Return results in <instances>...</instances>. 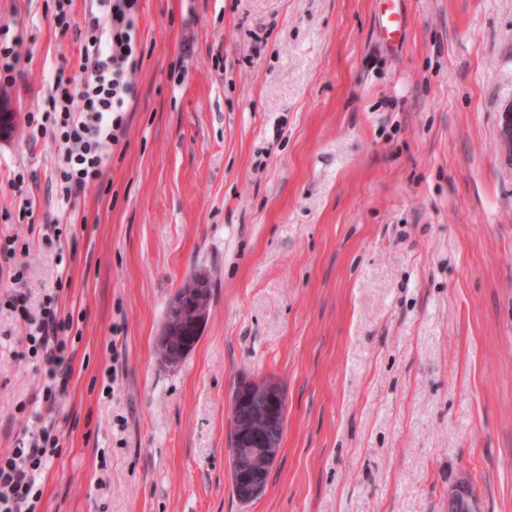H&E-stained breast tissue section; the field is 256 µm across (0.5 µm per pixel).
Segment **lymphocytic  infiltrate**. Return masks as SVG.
Masks as SVG:
<instances>
[{
	"instance_id": "1",
	"label": "lymphocytic infiltrate",
	"mask_w": 512,
	"mask_h": 512,
	"mask_svg": "<svg viewBox=\"0 0 512 512\" xmlns=\"http://www.w3.org/2000/svg\"><path fill=\"white\" fill-rule=\"evenodd\" d=\"M53 18L60 30L76 28L80 52L78 74L56 69L43 106L29 113L36 135L56 147L57 202L65 206L73 197L103 181L112 148L124 138L128 107L137 95L133 76L142 62L136 23L139 0H89L81 27H74L73 0H54ZM71 276L57 275L44 289L36 308L9 298L7 309L18 312L21 334L28 351L46 367L39 392L20 401L17 409L55 406L72 370V354L65 337L73 327L72 315L60 314L57 303L68 290ZM59 453L52 426L20 438L13 452L0 456V512H39L41 478Z\"/></svg>"
}]
</instances>
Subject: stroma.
Listing matches in <instances>:
<instances>
[{
	"mask_svg": "<svg viewBox=\"0 0 512 512\" xmlns=\"http://www.w3.org/2000/svg\"><path fill=\"white\" fill-rule=\"evenodd\" d=\"M378 9L140 0L127 133L47 255L57 152L26 116L79 45L53 0H0L20 37L0 92V234L30 244L15 257L27 285L0 288L68 270L59 305L81 330L41 512H448L461 481L479 512H512V0H404L389 50ZM197 274L206 324L170 366L166 311ZM4 335L2 454L41 383L6 313ZM265 377L287 421L264 493L243 503L231 394Z\"/></svg>",
	"mask_w": 512,
	"mask_h": 512,
	"instance_id": "35a3bbf8",
	"label": "stroma"
}]
</instances>
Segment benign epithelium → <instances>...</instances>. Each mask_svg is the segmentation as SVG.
I'll list each match as a JSON object with an SVG mask.
<instances>
[{
    "label": "benign epithelium",
    "instance_id": "obj_1",
    "mask_svg": "<svg viewBox=\"0 0 512 512\" xmlns=\"http://www.w3.org/2000/svg\"><path fill=\"white\" fill-rule=\"evenodd\" d=\"M284 397L280 383L274 379H248L241 383L240 395L231 406L230 431L234 432L236 446L251 460V467L237 475V495L252 501L265 491L269 474L279 452L277 437L257 439L251 433V417L257 410L267 415L268 432L278 427L276 409L282 406ZM475 494L470 484L460 482L448 488V512H455L462 501L474 503Z\"/></svg>",
    "mask_w": 512,
    "mask_h": 512
}]
</instances>
